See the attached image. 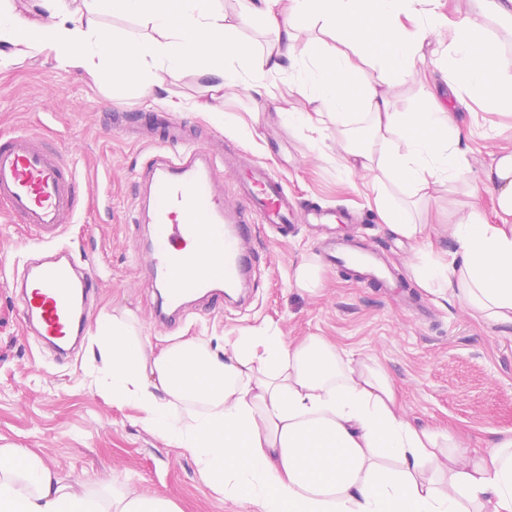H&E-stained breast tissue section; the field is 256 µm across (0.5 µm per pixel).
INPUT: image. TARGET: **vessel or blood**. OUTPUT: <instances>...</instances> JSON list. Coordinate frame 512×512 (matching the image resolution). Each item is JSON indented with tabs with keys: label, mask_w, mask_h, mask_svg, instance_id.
<instances>
[{
	"label": "vessel or blood",
	"mask_w": 512,
	"mask_h": 512,
	"mask_svg": "<svg viewBox=\"0 0 512 512\" xmlns=\"http://www.w3.org/2000/svg\"><path fill=\"white\" fill-rule=\"evenodd\" d=\"M135 119L152 128L163 150L136 173L137 203L129 221L154 226L140 252L154 287L163 291L154 315L172 324L190 296L204 295L210 308L219 309L225 289L250 287L259 266L252 242L260 226L288 238L296 203L282 180L262 166L248 170L237 198L226 200L218 177L235 168L234 157L187 140L179 121L145 112ZM78 202L74 161L27 133L0 136V208L12 222L31 228L46 248L26 264L14 288L28 332L61 356L82 342L99 282L93 269L79 266L57 244L67 225L76 223ZM321 258L368 288H389L397 280L381 255L359 241H330Z\"/></svg>",
	"instance_id": "obj_1"
}]
</instances>
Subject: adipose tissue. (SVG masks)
<instances>
[{"label": "adipose tissue", "instance_id": "ef3b65f1", "mask_svg": "<svg viewBox=\"0 0 512 512\" xmlns=\"http://www.w3.org/2000/svg\"><path fill=\"white\" fill-rule=\"evenodd\" d=\"M438 0H243L229 20L222 0H0V72L18 57L49 53L57 68L99 78L112 92H156L165 75L188 71L254 93L268 76L300 68L292 126L315 128L331 112L343 135L336 155L363 174L367 204L389 231L419 242L408 198L462 177L464 130L435 99L396 112L389 90L415 73L417 42L447 25ZM131 15L149 36L104 28V11ZM512 28V0H474L449 44L468 94L512 108V59L485 34L489 19ZM257 21L277 36L258 56L238 38ZM318 23L336 46H303L295 33ZM379 66L374 81L358 61ZM493 214L471 208L448 237L449 258L417 250L409 269L420 288L447 296L497 325H512V152L484 171ZM94 343L115 404H134L167 445L186 449L202 478L225 499L261 512H512V431L484 452L401 412L385 372L321 336L292 343L272 327L241 330L224 350L190 338L154 351L130 314L99 320ZM0 512H181L166 496L116 490L103 496L67 481L25 448H0Z\"/></svg>", "mask_w": 512, "mask_h": 512}]
</instances>
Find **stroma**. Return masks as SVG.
<instances>
[{
  "instance_id": "stroma-1",
  "label": "stroma",
  "mask_w": 512,
  "mask_h": 512,
  "mask_svg": "<svg viewBox=\"0 0 512 512\" xmlns=\"http://www.w3.org/2000/svg\"><path fill=\"white\" fill-rule=\"evenodd\" d=\"M441 42L439 35L427 36L417 56L427 80H401L390 97L393 111L410 112L434 96L452 108L468 132L461 144L471 164L466 179L432 185L420 205L419 222L432 226L433 248L445 252L453 244L443 225L455 223L470 205L491 208L481 169L503 150H512V111L457 101L445 80ZM290 83L285 74L270 79L266 98L240 88L225 90L219 126L205 113L188 109L174 117L192 134L240 149L241 169L223 176L226 199H233L243 166L265 164L300 206L350 213L351 221L336 223L337 235L370 242L396 267L401 287L362 288L341 270L324 266L320 288H296L290 276L299 264L316 260L320 238L299 213L288 241L276 240L267 229L255 240L262 265L250 304L219 312L195 304L176 326H157L151 317L156 291L135 252L150 230L127 221L133 172L153 149L130 131L112 130L107 116L158 111L161 103L148 93L113 96L108 82L58 69L45 55L26 56L0 72V135L27 130L78 164L82 215L60 242L78 264L91 265L101 278L87 312L89 328L111 313L129 312L157 351L197 336L220 345L246 327L271 326L293 342L321 336L354 357L380 364L401 394L408 422L445 427L467 437L470 447L485 446L494 433L512 430V326L486 325L463 303L418 288L408 268L415 243L377 223L367 206L363 175L341 171L335 125H328L327 146L319 151L312 131L290 127L277 112L282 99L294 97ZM245 126L257 130L255 141L239 136ZM37 254L26 226L0 214V446L29 449L76 483L113 479L142 493L171 497L181 512H258L215 492L187 451L166 445L142 424L134 405L113 404L92 383V336H85L76 354L63 362L38 347L25 329L12 287ZM418 306L424 318H417Z\"/></svg>"
}]
</instances>
